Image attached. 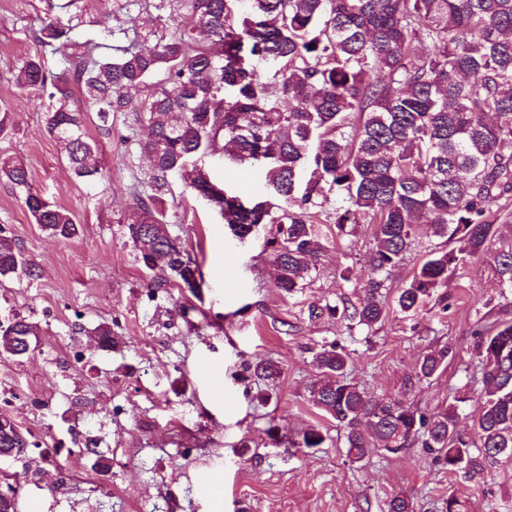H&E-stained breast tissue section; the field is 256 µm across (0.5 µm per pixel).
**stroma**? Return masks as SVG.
<instances>
[{"label": "stroma", "mask_w": 512, "mask_h": 512, "mask_svg": "<svg viewBox=\"0 0 512 512\" xmlns=\"http://www.w3.org/2000/svg\"><path fill=\"white\" fill-rule=\"evenodd\" d=\"M0 0V157L22 159L31 183L50 203L69 210L78 233L58 239L32 223L20 195L0 181V227L38 268L37 278L0 277V320L19 314L37 332L30 357L0 362V413L11 416L40 448L61 449L55 466L25 481L21 512H384L394 494L415 512H443L449 497L466 512H512V455L477 456L473 467L451 472L427 449L392 455L370 449L359 462L346 456L345 432L309 398L315 375L311 348L344 345L351 377L369 392L434 414L461 399L459 428L470 431L479 409L476 324L512 320V288L501 287L497 252L473 259L418 314L393 308L428 248L427 225L418 247L393 271L383 292L389 317L373 328L310 317L311 305L363 299L373 227L340 237L321 222L324 249L309 284L292 296L274 288V253L258 227L235 237L202 202L183 195L181 223L170 225L201 265L197 294L175 285L152 287L122 220L131 189L148 164L124 135L134 112H120L111 131L88 120L109 180L89 185L75 177L58 141L46 129L49 100L16 84L21 59L43 53L59 71L62 56L42 52L44 20H72L80 40L110 42L130 23L152 25L155 12L133 0ZM106 324L118 339L100 348L95 330ZM447 347L441 372L407 390L404 381L432 348ZM211 361L224 383L212 393L197 377ZM273 361V385L250 370ZM310 425L327 434L322 447L302 448ZM94 445L109 460L108 474L80 455Z\"/></svg>", "instance_id": "35a3bbf8"}]
</instances>
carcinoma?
Returning a JSON list of instances; mask_svg holds the SVG:
<instances>
[{"label": "carcinoma", "mask_w": 512, "mask_h": 512, "mask_svg": "<svg viewBox=\"0 0 512 512\" xmlns=\"http://www.w3.org/2000/svg\"><path fill=\"white\" fill-rule=\"evenodd\" d=\"M178 18L133 26L125 44L78 42L73 27L45 23L38 40L62 55L54 73L40 56L22 60L17 85L55 100L46 128L74 174L108 178L86 113L112 129V114L133 109L146 128L127 136L149 158L145 189L135 190L124 219L138 259L160 288L174 282L196 294L200 266L167 225L172 180L206 203L242 237L271 226L273 285L288 296L307 284L322 252L316 220L333 207L336 236L373 224L370 300L315 305L310 317L340 316L366 328L389 314L377 299L384 277L411 251L420 220L450 249L432 248L399 291L397 307L415 314L449 275L502 239L493 219L512 195V0H144ZM85 104H70L71 87ZM359 121L351 122V116ZM253 164L264 181L247 203L215 174L217 163ZM0 179L19 191L34 223L73 236L71 213L34 191L20 160L0 158ZM502 285L512 288V249L498 254ZM35 279L36 266L0 229V277ZM481 411L473 432L457 429L455 399L429 415L377 396L347 376L337 341L313 352V404L345 432L347 456L369 448L398 454L419 445L450 472L472 465L471 449L512 454V321L478 328ZM448 361V348L423 355L405 381L412 390ZM311 426L301 446L319 448ZM33 443L0 415V448Z\"/></svg>", "instance_id": "carcinoma-1"}]
</instances>
